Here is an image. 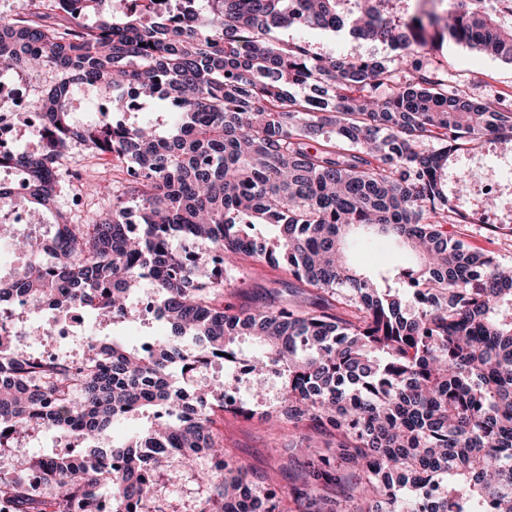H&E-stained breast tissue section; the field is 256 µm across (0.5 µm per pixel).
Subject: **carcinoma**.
Listing matches in <instances>:
<instances>
[{
  "instance_id": "cac0c4a2",
  "label": "carcinoma",
  "mask_w": 512,
  "mask_h": 512,
  "mask_svg": "<svg viewBox=\"0 0 512 512\" xmlns=\"http://www.w3.org/2000/svg\"><path fill=\"white\" fill-rule=\"evenodd\" d=\"M131 2L31 0L28 13L0 15L1 68L58 72L39 102V146L9 158L30 217L51 214L54 239L17 285L0 279V307L30 293L41 313L86 306L114 320L147 276L170 331L145 351L92 337L77 365L0 357L14 373L0 378V446L44 427L94 441L150 410L154 422L108 449L0 473V512H101V499L110 512H149L153 474L174 457L192 466L201 449L213 460L201 512H327L337 497L348 512H512V275L448 230L472 181L459 171L448 186L450 156L465 142L512 141V103L448 90L432 59L447 43L512 63V19L482 0L401 17L389 0H181V16L149 19L153 0L142 11ZM291 26L347 28L396 55L322 56L272 36ZM129 89L173 112L166 134L125 118ZM75 145L129 174L101 188L111 204L85 224L54 210L59 164ZM257 226L279 232L258 243L245 232ZM356 227L419 255L413 309L391 274L346 264ZM248 258L313 298L224 303V269ZM241 336L262 345L250 371L285 378L276 421L335 438L348 474L308 443L302 484L288 492L226 457L215 410L253 412L216 384L177 385L171 367L233 356ZM35 474L59 494L44 498Z\"/></svg>"
}]
</instances>
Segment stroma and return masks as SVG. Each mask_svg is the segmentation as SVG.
Returning <instances> with one entry per match:
<instances>
[{
    "label": "stroma",
    "mask_w": 512,
    "mask_h": 512,
    "mask_svg": "<svg viewBox=\"0 0 512 512\" xmlns=\"http://www.w3.org/2000/svg\"><path fill=\"white\" fill-rule=\"evenodd\" d=\"M275 36L284 41L309 42L315 52L324 56L380 60L393 55L387 43L357 39L345 31L329 33L315 28L291 27L276 30ZM439 59L448 70L449 89H463L483 101L500 96L512 97V64L461 45L444 49ZM59 178L62 189L55 199V207L70 222L81 224L89 213L105 207L100 186L121 185L124 174L115 159L90 154L76 146L69 158L63 160ZM458 230L472 245L490 251L497 262L512 266V235H499L485 224H462ZM345 256L350 264L364 272L387 267L399 273L414 268L416 262L414 252L407 245L363 233L354 234L349 239L345 245ZM283 279V274L262 264H247L244 269L225 272L224 299L237 306L248 307L260 303L274 290L285 297L303 299V289L288 286ZM168 331L165 322L145 319L138 312L114 322H103L95 314L87 313L76 334L82 338L113 337L137 348L145 340L166 335ZM199 378L224 385L227 393L239 404L256 413L252 419L220 411L215 413L213 431L217 439L223 440L229 454L248 468L256 483L273 484L285 491L298 486L299 468L293 456L305 435L304 430L272 427L258 418L260 412L273 410L280 404L284 392L283 376L273 371L246 373L221 361L203 370ZM80 445L77 437L41 430L22 437L19 447L0 451V472L12 473L18 458L48 452L64 454L69 448ZM210 466L209 457L203 455L197 459L195 470L182 472L176 482H169L165 475H157L154 506L162 508L163 512H199L208 492L199 474Z\"/></svg>",
    "instance_id": "obj_1"
}]
</instances>
